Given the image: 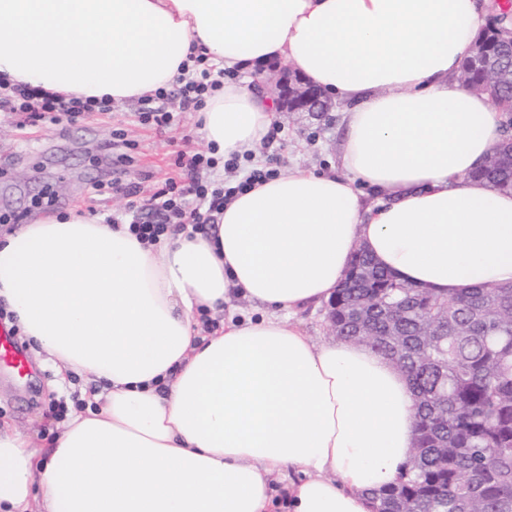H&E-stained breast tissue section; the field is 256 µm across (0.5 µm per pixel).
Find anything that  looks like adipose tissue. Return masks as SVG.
I'll return each instance as SVG.
<instances>
[{"label": "adipose tissue", "instance_id": "ef3b65f1", "mask_svg": "<svg viewBox=\"0 0 512 512\" xmlns=\"http://www.w3.org/2000/svg\"><path fill=\"white\" fill-rule=\"evenodd\" d=\"M484 16L482 0H0L8 86L117 104L201 64L236 73L198 110L221 161L279 118L262 66L344 105L338 171L288 166L208 234L147 243L76 211L0 233V301L88 383L45 454L0 425V512L35 494L42 512H372L415 446L408 380L293 317L362 246L439 296L512 282V193L471 177L507 116L454 80ZM235 298L265 315H226Z\"/></svg>", "mask_w": 512, "mask_h": 512}]
</instances>
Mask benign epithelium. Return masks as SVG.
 Here are the masks:
<instances>
[{
  "label": "benign epithelium",
  "instance_id": "7a95c632",
  "mask_svg": "<svg viewBox=\"0 0 512 512\" xmlns=\"http://www.w3.org/2000/svg\"><path fill=\"white\" fill-rule=\"evenodd\" d=\"M508 61L512 63V26L505 25L495 17L486 25L483 36L475 41L467 57L468 69L489 76L490 83H474L464 77L460 79V85L473 92H487L490 86L512 77V72L505 68ZM277 101L290 112L329 111V106L321 99V93L299 77L294 83L284 77L280 78Z\"/></svg>",
  "mask_w": 512,
  "mask_h": 512
}]
</instances>
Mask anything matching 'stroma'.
<instances>
[{"instance_id":"obj_1","label":"stroma","mask_w":512,"mask_h":512,"mask_svg":"<svg viewBox=\"0 0 512 512\" xmlns=\"http://www.w3.org/2000/svg\"><path fill=\"white\" fill-rule=\"evenodd\" d=\"M135 103L114 106L111 117L81 120L58 128H17L0 113V219L19 225L46 213L64 214L83 207L95 183L107 181V147L116 134L138 143L125 180L146 198L163 188L166 172L174 167L178 151L205 149L194 111L180 113L172 131L161 133L139 122ZM338 111L321 116L305 112L280 114L268 143L261 148V161H272L276 170L299 164L328 173L335 171L342 137ZM36 371L19 376L0 365V422H10L21 431L48 444L62 424L53 414L61 402L71 403L85 380L72 375L65 391L52 390L56 369L44 359L34 362Z\"/></svg>"}]
</instances>
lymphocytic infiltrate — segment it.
I'll return each mask as SVG.
<instances>
[{"mask_svg":"<svg viewBox=\"0 0 512 512\" xmlns=\"http://www.w3.org/2000/svg\"><path fill=\"white\" fill-rule=\"evenodd\" d=\"M221 85V74L209 68L181 75L173 88H161L139 99L136 109L138 119L144 125L150 124L164 130L172 128L177 122L179 110L199 106L204 94L218 90ZM0 106L13 115L16 126L20 128L37 124L62 126L99 114L107 115L112 111V102L108 99L83 101L22 85L14 86L8 94L0 91ZM131 161V155L125 152L115 158L108 185L113 191L128 196L129 201L123 210L104 214L103 221L128 225L130 232L147 242L158 241L172 224L190 227L195 233L205 232L207 225L216 223L218 214L236 193L247 191L273 175L269 169L239 170L236 160L232 159L223 165L228 171L236 173L237 179L235 185L227 186L203 176L204 171L220 165L214 157L182 150L177 154L176 165L181 171L187 172L188 183L167 178L164 188L148 199L139 201L135 198V189L123 181L126 166Z\"/></svg>","mask_w":512,"mask_h":512,"instance_id":"1","label":"lymphocytic infiltrate"}]
</instances>
